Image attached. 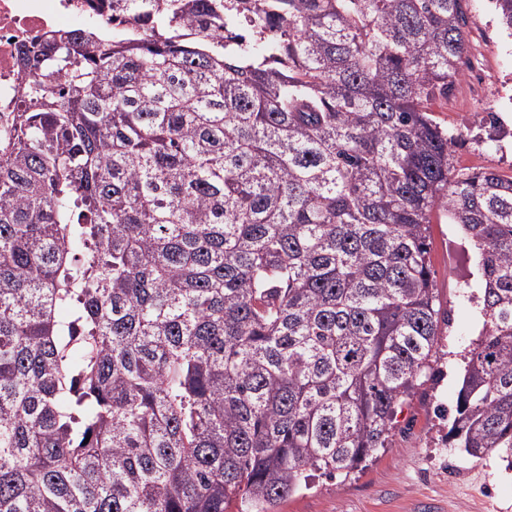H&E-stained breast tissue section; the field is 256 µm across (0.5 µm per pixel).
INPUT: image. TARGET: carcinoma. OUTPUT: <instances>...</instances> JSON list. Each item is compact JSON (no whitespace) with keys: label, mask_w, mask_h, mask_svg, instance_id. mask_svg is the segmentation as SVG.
I'll return each mask as SVG.
<instances>
[{"label":"carcinoma","mask_w":512,"mask_h":512,"mask_svg":"<svg viewBox=\"0 0 512 512\" xmlns=\"http://www.w3.org/2000/svg\"><path fill=\"white\" fill-rule=\"evenodd\" d=\"M468 0H103L0 127V512H269L385 447L479 257L448 444L512 456V177L432 103ZM512 36V0H493Z\"/></svg>","instance_id":"obj_1"}]
</instances>
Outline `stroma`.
I'll use <instances>...</instances> for the list:
<instances>
[{
    "instance_id": "1",
    "label": "stroma",
    "mask_w": 512,
    "mask_h": 512,
    "mask_svg": "<svg viewBox=\"0 0 512 512\" xmlns=\"http://www.w3.org/2000/svg\"><path fill=\"white\" fill-rule=\"evenodd\" d=\"M472 53L484 57L480 88L457 81L434 116L460 134L454 163L512 177V142L483 124L512 96V37L502 31L488 0H469ZM430 259L442 327L440 360L409 406L398 411L385 447L358 470L336 478L316 476L308 487L278 502L272 512H512V468L500 455L473 458L445 441L463 374V355L482 327L474 299L479 264L466 236L453 224L432 227Z\"/></svg>"
}]
</instances>
